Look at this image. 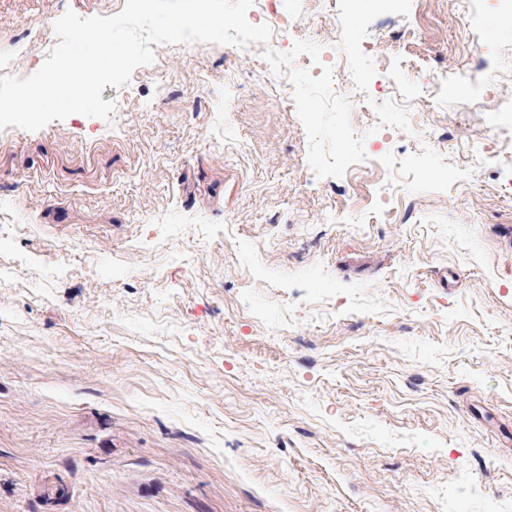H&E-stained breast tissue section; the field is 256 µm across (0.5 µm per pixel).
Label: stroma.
<instances>
[{"mask_svg": "<svg viewBox=\"0 0 512 512\" xmlns=\"http://www.w3.org/2000/svg\"><path fill=\"white\" fill-rule=\"evenodd\" d=\"M124 4L0 0V54L29 76ZM501 10L254 17L342 60L377 156L340 178L256 45L161 44L110 119L0 130V512H512Z\"/></svg>", "mask_w": 512, "mask_h": 512, "instance_id": "35a3bbf8", "label": "stroma"}]
</instances>
